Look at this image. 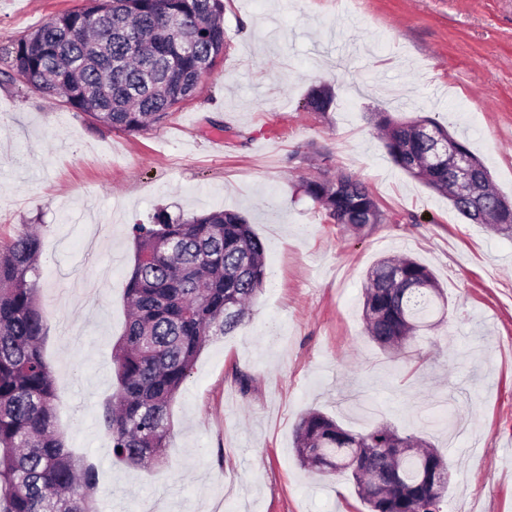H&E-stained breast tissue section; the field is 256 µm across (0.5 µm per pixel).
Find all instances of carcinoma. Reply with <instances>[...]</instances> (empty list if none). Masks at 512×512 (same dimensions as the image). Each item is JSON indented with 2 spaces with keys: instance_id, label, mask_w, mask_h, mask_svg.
<instances>
[{
  "instance_id": "cac0c4a2",
  "label": "carcinoma",
  "mask_w": 512,
  "mask_h": 512,
  "mask_svg": "<svg viewBox=\"0 0 512 512\" xmlns=\"http://www.w3.org/2000/svg\"><path fill=\"white\" fill-rule=\"evenodd\" d=\"M142 43L139 55L129 40ZM227 47L224 0H87L12 43L6 78L58 95L65 107L125 132L161 126L192 97ZM331 91L304 98L307 112H326ZM417 119L380 114L391 160L445 194L451 170L418 171L427 142L412 133ZM302 194L354 229H372L376 199L360 179L339 172L311 180ZM501 199L487 182L475 201L453 203L475 223L478 209ZM135 263L125 288L128 316L115 344L118 389L100 420L116 460L139 468L166 459L169 407L213 336L240 327L266 279L265 247L246 219L227 210L172 217L158 210L132 228ZM41 237L24 229L0 248V512H97L95 466L77 458L55 429L56 379L41 353L46 320L38 301ZM442 288L414 258H385L368 273L363 318L369 338L402 352V336L429 327ZM301 465L351 475L368 512H440L448 465L415 435L378 424L364 433L312 411L294 427Z\"/></svg>"
}]
</instances>
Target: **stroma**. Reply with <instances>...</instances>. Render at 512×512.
<instances>
[{"instance_id": "1", "label": "stroma", "mask_w": 512, "mask_h": 512, "mask_svg": "<svg viewBox=\"0 0 512 512\" xmlns=\"http://www.w3.org/2000/svg\"><path fill=\"white\" fill-rule=\"evenodd\" d=\"M85 3L0 0V70L12 41ZM224 31L212 72L152 131L112 130L0 79V245L40 227L56 425L96 467L99 512H362L348 476L301 467L293 429L311 410L425 438L448 461L442 512H512V238L397 167L371 119L449 115L512 199V0H225ZM320 84L334 104L304 111ZM336 171L367 184L383 224L330 223L299 193ZM159 208L243 215L267 281L171 404L166 462L134 469L99 414L117 388L131 227ZM390 255L419 259L445 293L396 358L362 322L367 273Z\"/></svg>"}]
</instances>
